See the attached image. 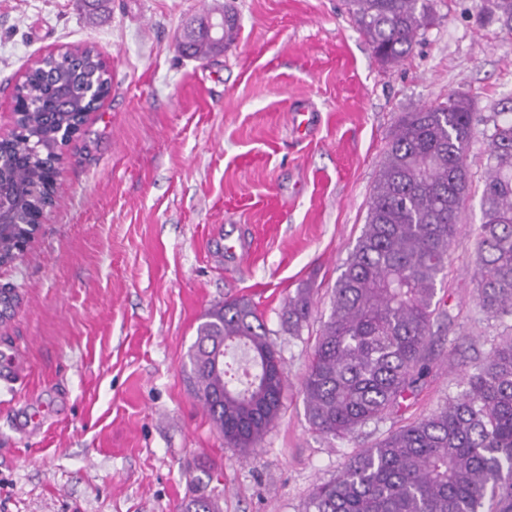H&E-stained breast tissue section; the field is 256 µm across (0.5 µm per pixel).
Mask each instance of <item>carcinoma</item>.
I'll list each match as a JSON object with an SVG mask.
<instances>
[{"mask_svg": "<svg viewBox=\"0 0 512 512\" xmlns=\"http://www.w3.org/2000/svg\"><path fill=\"white\" fill-rule=\"evenodd\" d=\"M376 60L395 65L439 21L434 0H344ZM481 26L512 34V0H478ZM236 16L212 34L199 27L192 56L208 59L234 39ZM15 85L32 107L19 136L0 140V180L25 185L44 176L57 131L94 109L95 84L107 96L112 76L98 55L48 62ZM472 100L459 93L398 121L380 164L366 223L336 283L332 309L303 380L308 420L343 439L383 420L432 371L428 340L446 316L437 284L460 234L469 188L465 159L475 128ZM488 159L476 230L474 280L480 308L512 317V105L483 119ZM310 289L289 298L284 325L299 335ZM240 350L249 367L233 377L212 356ZM189 377L224 444L249 455L278 422L285 371L253 303L213 307L197 327ZM512 512V336L496 343L463 379V389L433 415L411 422L354 456L332 481L315 486L305 512ZM179 512H218L207 486Z\"/></svg>", "mask_w": 512, "mask_h": 512, "instance_id": "obj_1", "label": "carcinoma"}]
</instances>
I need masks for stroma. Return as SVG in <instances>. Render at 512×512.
Returning <instances> with one entry per match:
<instances>
[{"label":"stroma","instance_id":"35a3bbf8","mask_svg":"<svg viewBox=\"0 0 512 512\" xmlns=\"http://www.w3.org/2000/svg\"><path fill=\"white\" fill-rule=\"evenodd\" d=\"M238 18L201 62L176 40L209 2ZM474 0H436L439 23L403 62L378 64L341 0H0V137L32 61L92 46L112 90L63 150L55 206L27 253L0 266V512H176L208 481L221 512H305L356 453L460 391L512 322L476 305L483 117L512 99V35ZM471 97V185L439 292L431 374L393 414L346 439L312 429L303 375L365 224L402 113ZM250 253L219 251L223 239ZM312 293L300 335L282 323ZM244 296L286 371L280 419L250 458L227 447L189 379L203 315Z\"/></svg>","mask_w":512,"mask_h":512}]
</instances>
